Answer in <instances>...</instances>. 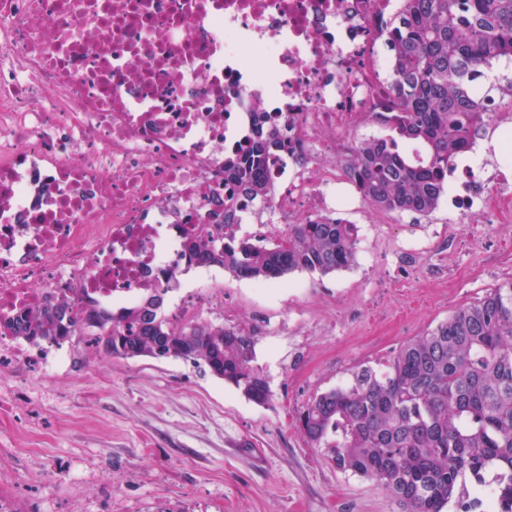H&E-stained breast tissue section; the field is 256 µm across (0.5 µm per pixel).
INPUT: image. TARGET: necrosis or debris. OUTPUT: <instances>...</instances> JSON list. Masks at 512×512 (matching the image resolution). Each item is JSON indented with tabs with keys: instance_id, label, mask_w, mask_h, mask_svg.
<instances>
[{
	"instance_id": "1",
	"label": "necrosis or debris",
	"mask_w": 512,
	"mask_h": 512,
	"mask_svg": "<svg viewBox=\"0 0 512 512\" xmlns=\"http://www.w3.org/2000/svg\"><path fill=\"white\" fill-rule=\"evenodd\" d=\"M404 0H0V321L66 299L132 307L188 260L190 234L233 209L255 243L341 218L354 132L401 111L386 35ZM279 113L288 151L247 202L224 153ZM457 220L512 221V162ZM224 312L202 271L178 317Z\"/></svg>"
}]
</instances>
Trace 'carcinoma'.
Masks as SVG:
<instances>
[{
  "mask_svg": "<svg viewBox=\"0 0 512 512\" xmlns=\"http://www.w3.org/2000/svg\"><path fill=\"white\" fill-rule=\"evenodd\" d=\"M405 0L389 35L395 89L404 111L384 119L393 135L363 140L342 160L363 200L381 211L427 216L489 112L471 82L481 66L512 57V0ZM288 150L276 118L263 113L257 139L224 159V179L247 200L266 197V161ZM224 241L208 235L184 244L189 261L238 278L277 279L294 271L328 274L355 261L359 228L333 218L288 225L286 237L257 245L224 213ZM114 313L87 305L74 320L57 301L4 328L33 342L61 344L81 329L89 347L114 358L180 359L212 371L258 404L268 381L252 366L255 334L213 324L173 326L156 304ZM306 438L326 448L337 468L376 479L407 512H443L465 477L494 473L502 512H512V280L455 311L395 352L382 374L370 367L351 383L315 395L300 415Z\"/></svg>",
  "mask_w": 512,
  "mask_h": 512,
  "instance_id": "carcinoma-1",
  "label": "carcinoma"
}]
</instances>
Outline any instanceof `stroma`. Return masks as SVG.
<instances>
[{
    "label": "stroma",
    "mask_w": 512,
    "mask_h": 512,
    "mask_svg": "<svg viewBox=\"0 0 512 512\" xmlns=\"http://www.w3.org/2000/svg\"><path fill=\"white\" fill-rule=\"evenodd\" d=\"M356 200L355 264L296 272L256 291L224 281L223 323L255 330L264 406L180 360L72 349L54 375L0 367V479L38 512H404L374 478L336 469L298 417L316 394L512 279V223L448 226Z\"/></svg>",
    "instance_id": "1"
}]
</instances>
